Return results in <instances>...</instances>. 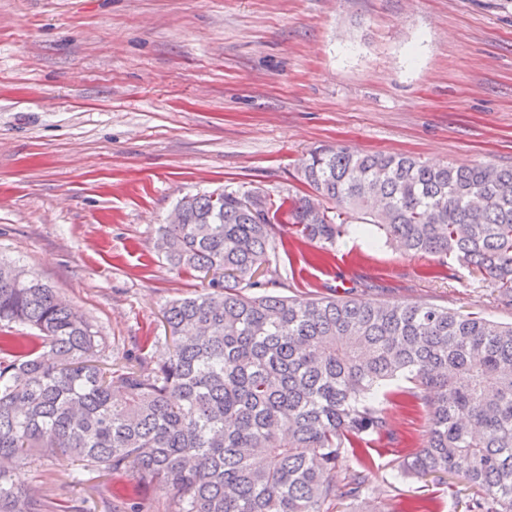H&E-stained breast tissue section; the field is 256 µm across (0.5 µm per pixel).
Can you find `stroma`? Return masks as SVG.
<instances>
[{"label": "stroma", "mask_w": 512, "mask_h": 512, "mask_svg": "<svg viewBox=\"0 0 512 512\" xmlns=\"http://www.w3.org/2000/svg\"><path fill=\"white\" fill-rule=\"evenodd\" d=\"M343 144L430 164L512 166V0H0V257L49 284L106 361L166 353L167 303L200 290L154 249L178 200L300 190L309 153ZM329 257L278 228L277 294L435 303L512 323L494 284L455 258L405 254L350 220ZM370 437L371 493L333 512L433 499L465 512L445 474L392 483L422 448L418 409ZM41 456L17 481L78 512H171L130 474Z\"/></svg>", "instance_id": "obj_1"}]
</instances>
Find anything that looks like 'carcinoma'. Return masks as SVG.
<instances>
[{
	"mask_svg": "<svg viewBox=\"0 0 512 512\" xmlns=\"http://www.w3.org/2000/svg\"><path fill=\"white\" fill-rule=\"evenodd\" d=\"M309 192L260 187L182 198L155 248L209 277L164 311L167 358L99 364L92 325L27 270L0 261V323L37 329L0 361V512H69L24 489L35 452L80 471L133 474L174 512H326L371 490L365 436L386 404L422 409L428 441L396 476L446 473L466 512H512V324L429 303L251 293L277 225L327 252L354 212L406 253L453 256L512 305V167L431 166L336 145L310 153ZM349 455L355 467L341 473Z\"/></svg>",
	"mask_w": 512,
	"mask_h": 512,
	"instance_id": "cac0c4a2",
	"label": "carcinoma"
}]
</instances>
